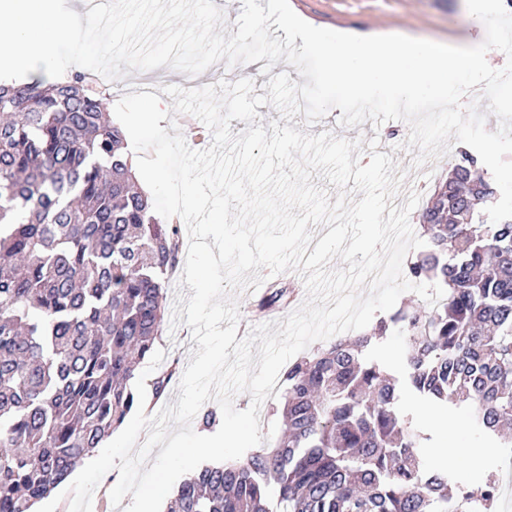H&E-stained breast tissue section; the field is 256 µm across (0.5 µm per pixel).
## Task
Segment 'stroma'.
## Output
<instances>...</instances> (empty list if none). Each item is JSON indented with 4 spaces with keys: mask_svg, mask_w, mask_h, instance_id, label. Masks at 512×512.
<instances>
[{
    "mask_svg": "<svg viewBox=\"0 0 512 512\" xmlns=\"http://www.w3.org/2000/svg\"><path fill=\"white\" fill-rule=\"evenodd\" d=\"M289 3L295 13L314 26L358 36L390 31L462 44H478L485 38L483 24L468 12L465 0H289ZM222 78V72L214 67L190 78L166 67L160 71H134L117 81L104 79L99 88L113 105L129 93L155 91L170 84L189 89ZM398 407L426 436L419 450L421 457L428 461L433 452L442 454V468L447 471L452 487L471 485L489 472L500 471L512 460L503 449L492 448L490 439L473 425L468 404L435 407L404 390ZM481 447L489 448L490 454L480 465H473L462 454L463 449Z\"/></svg>",
    "mask_w": 512,
    "mask_h": 512,
    "instance_id": "obj_1",
    "label": "stroma"
}]
</instances>
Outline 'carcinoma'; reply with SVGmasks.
Segmentation results:
<instances>
[{
  "mask_svg": "<svg viewBox=\"0 0 512 512\" xmlns=\"http://www.w3.org/2000/svg\"><path fill=\"white\" fill-rule=\"evenodd\" d=\"M80 75L0 85V512H33L138 407L129 385L164 325L179 225L161 223L132 175L122 128ZM478 154L459 152L421 214L408 265L441 303L401 307L376 335L406 342L403 378L347 336L285 370L286 431L244 460L205 466L168 512H490L495 482L448 491L397 402L470 403L512 455V218ZM275 287L261 310L288 307ZM173 362L152 382L166 395Z\"/></svg>",
  "mask_w": 512,
  "mask_h": 512,
  "instance_id": "obj_1",
  "label": "carcinoma"
}]
</instances>
